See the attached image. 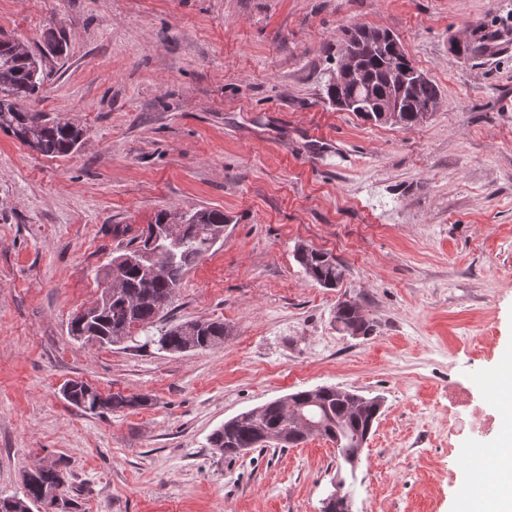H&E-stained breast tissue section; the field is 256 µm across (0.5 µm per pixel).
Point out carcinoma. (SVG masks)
Segmentation results:
<instances>
[{"label": "carcinoma", "mask_w": 512, "mask_h": 512, "mask_svg": "<svg viewBox=\"0 0 512 512\" xmlns=\"http://www.w3.org/2000/svg\"><path fill=\"white\" fill-rule=\"evenodd\" d=\"M349 42L356 60L354 77L337 86L327 84L329 99L342 97L354 104L353 112L377 122L373 112L383 96L400 98V122L410 127L422 121L421 110L436 108L439 87L423 73L406 89L391 69L389 53L394 34L382 28L357 24L350 28ZM44 81L42 58L21 45L0 39V130L46 157L66 155L76 149L83 136L74 123L28 110L24 103L35 99ZM224 239V214L197 209L175 221L168 211L159 212L154 223L131 238L124 250L129 257L118 269L120 284L112 297L76 314L69 333L77 339L101 346L115 345L139 329L157 327L150 342L169 353L207 350L224 340L228 329L222 320L190 321L157 326L166 316L175 290L186 269ZM297 261L324 288L336 287L344 269L327 253L301 248ZM336 323L351 336H369L373 324L361 307L350 300L336 305ZM65 399L85 412L102 409L120 411L144 406L147 398L114 394L102 396L85 382L71 381L63 388ZM382 400L354 390L320 386L270 401L224 422L209 437L212 448L236 456L276 443L296 447L310 436H321L336 444L339 464L355 469L359 454L381 415ZM65 473L57 466L37 465L24 475L22 495L0 498V512H33L39 507H57L71 512L74 501L64 494Z\"/></svg>", "instance_id": "1"}]
</instances>
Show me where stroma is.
Returning a JSON list of instances; mask_svg holds the SVG:
<instances>
[{
    "label": "stroma",
    "mask_w": 512,
    "mask_h": 512,
    "mask_svg": "<svg viewBox=\"0 0 512 512\" xmlns=\"http://www.w3.org/2000/svg\"><path fill=\"white\" fill-rule=\"evenodd\" d=\"M391 30L441 90L404 128L327 99L345 29ZM46 54L35 110L81 147L47 158L0 131V497L56 464L78 512H321L336 446L238 457L227 419L320 386L384 399L352 512H466L506 432L456 433L512 362V0H0V37ZM460 48H452V40ZM223 212L170 323L224 320L204 351L142 332L74 339L105 266L159 211ZM345 268L314 282L298 247ZM353 299L374 325L335 321ZM73 380L147 406L91 414ZM336 323L351 336H370L374 325L363 313L361 307L351 300H344L336 305Z\"/></svg>",
    "instance_id": "stroma-1"
}]
</instances>
